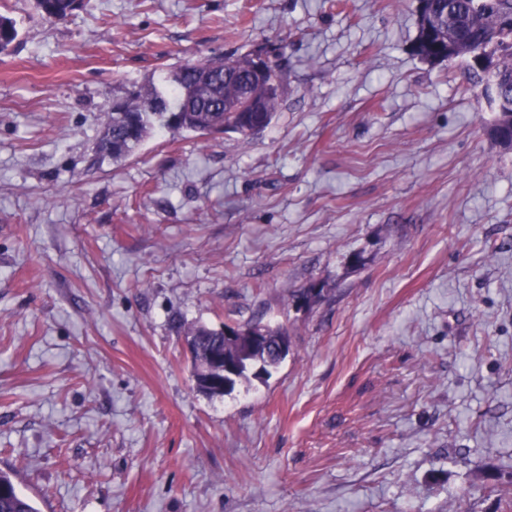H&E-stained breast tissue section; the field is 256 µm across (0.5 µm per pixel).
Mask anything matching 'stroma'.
Segmentation results:
<instances>
[{
  "instance_id": "obj_1",
  "label": "stroma",
  "mask_w": 512,
  "mask_h": 512,
  "mask_svg": "<svg viewBox=\"0 0 512 512\" xmlns=\"http://www.w3.org/2000/svg\"><path fill=\"white\" fill-rule=\"evenodd\" d=\"M418 0H0V469L40 512H505L512 148ZM271 125L157 131L95 160L98 116L183 61L266 41ZM321 285L322 301L292 294ZM287 325L221 397L184 332ZM42 16L51 23L66 21L82 9L84 0H36ZM238 359L241 360L240 367H239L237 376L233 380L229 389L225 390L224 392H220V391L217 392V391H207V390H204L202 387L194 386L193 388L195 389V391L198 393H201L207 397H210V398L224 396L228 391H230L234 388V386L237 384V382L239 380L248 379V373L250 371H253L252 375L254 377L259 376L261 373L267 374L269 372V368H273V367H276L277 365H279L285 359V357H283V358L274 357L271 354L265 353L263 350H261L259 352L254 353L250 357L249 360H247V358H244V359L238 358ZM259 366L261 367V371L256 372V368ZM254 370H255V372H254Z\"/></svg>"
}]
</instances>
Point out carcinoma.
Segmentation results:
<instances>
[{"label": "carcinoma", "mask_w": 512, "mask_h": 512, "mask_svg": "<svg viewBox=\"0 0 512 512\" xmlns=\"http://www.w3.org/2000/svg\"><path fill=\"white\" fill-rule=\"evenodd\" d=\"M42 16L51 23L67 20L82 9L84 0H36ZM428 21L437 32L446 60L465 63L466 82L487 96L486 78L470 64L469 54L479 47L495 56L498 96L512 102V0H431ZM18 37L14 20L0 14V53ZM250 54L232 53L188 60L166 73L163 87L141 85L126 100V111L102 113V134L95 143L96 155L119 162L130 156L155 128L172 134L189 132L205 136L234 132L242 140L253 134L242 130L239 107L249 95L259 99L267 120L278 112L283 95L269 93L267 84L284 82L280 55H273L269 75L263 83L249 81ZM193 342L194 361L205 363L207 354L224 336L220 328L199 325L187 332ZM282 359L264 351L242 359L236 380L259 376ZM261 372H256V368ZM0 512H39L34 502L16 488L14 474L0 470Z\"/></svg>", "instance_id": "1"}]
</instances>
